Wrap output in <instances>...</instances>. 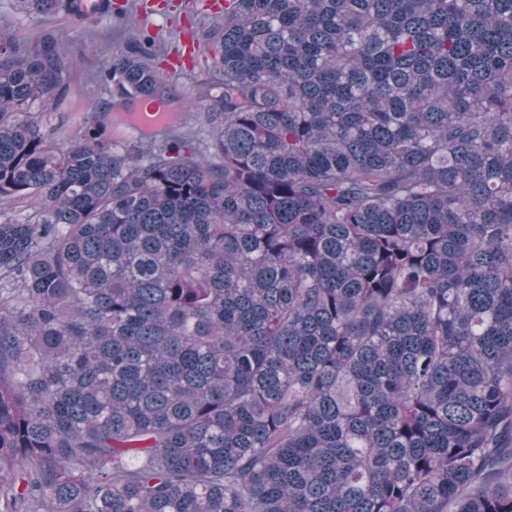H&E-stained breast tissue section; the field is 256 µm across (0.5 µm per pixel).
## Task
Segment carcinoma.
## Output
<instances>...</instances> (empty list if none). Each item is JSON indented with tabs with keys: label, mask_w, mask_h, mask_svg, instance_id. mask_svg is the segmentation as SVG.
Wrapping results in <instances>:
<instances>
[{
	"label": "carcinoma",
	"mask_w": 512,
	"mask_h": 512,
	"mask_svg": "<svg viewBox=\"0 0 512 512\" xmlns=\"http://www.w3.org/2000/svg\"><path fill=\"white\" fill-rule=\"evenodd\" d=\"M208 37L202 160L174 110L147 156L55 141L68 52L0 30V512H512V0H224Z\"/></svg>",
	"instance_id": "carcinoma-1"
}]
</instances>
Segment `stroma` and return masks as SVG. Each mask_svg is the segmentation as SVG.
<instances>
[{
	"label": "stroma",
	"instance_id": "1",
	"mask_svg": "<svg viewBox=\"0 0 512 512\" xmlns=\"http://www.w3.org/2000/svg\"><path fill=\"white\" fill-rule=\"evenodd\" d=\"M123 7L125 15L112 16L99 23L76 29L68 16H43L22 10L17 0H0V28L35 41L44 33H54L64 45L72 64L70 105L67 110L35 106L32 114L44 130L57 140L70 138L87 115L88 102L108 105L110 89L102 85L97 74L111 65L113 55L126 48L133 31L153 36L159 46L158 67H165L167 58L182 43V20H190L197 41V51L190 70L166 76L165 85L181 100H194L187 109L182 131L192 138L206 134L205 106L196 102L201 91L200 71L210 61V46L205 34L217 16L210 0H112Z\"/></svg>",
	"mask_w": 512,
	"mask_h": 512
}]
</instances>
